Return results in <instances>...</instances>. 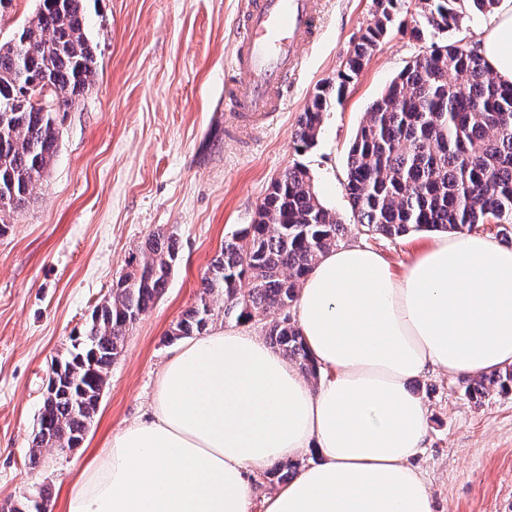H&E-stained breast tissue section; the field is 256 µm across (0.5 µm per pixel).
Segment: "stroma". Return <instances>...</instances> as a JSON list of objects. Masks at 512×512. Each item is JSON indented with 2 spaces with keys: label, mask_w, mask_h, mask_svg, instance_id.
<instances>
[{
  "label": "stroma",
  "mask_w": 512,
  "mask_h": 512,
  "mask_svg": "<svg viewBox=\"0 0 512 512\" xmlns=\"http://www.w3.org/2000/svg\"><path fill=\"white\" fill-rule=\"evenodd\" d=\"M245 0H85L97 56L91 88L59 124L58 151L29 208L0 234V505L49 489L52 512L111 433L146 419L171 327L238 225L251 223L270 185L305 166L320 202L350 230L344 241L379 251L402 272L435 239L364 234L345 190L347 155L365 114L399 72L432 43L476 42L491 13H466L459 29L391 31L323 114L314 146L294 132L318 88L334 86L376 0H319L318 36L301 52L288 93L247 144L226 141L224 94L235 73L232 38ZM178 241L163 296L127 332L98 411L73 451L29 460L52 360L129 270L156 229ZM428 409L425 446L413 461L434 512H512V391L475 403L461 378L438 371L414 385Z\"/></svg>",
  "instance_id": "35a3bbf8"
}]
</instances>
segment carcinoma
<instances>
[{
  "label": "carcinoma",
  "mask_w": 512,
  "mask_h": 512,
  "mask_svg": "<svg viewBox=\"0 0 512 512\" xmlns=\"http://www.w3.org/2000/svg\"><path fill=\"white\" fill-rule=\"evenodd\" d=\"M397 0H378L374 21L361 34L336 78V102L365 59L395 21ZM499 0H427L424 20L437 32L459 26L461 5L478 13ZM37 49L21 56L17 45ZM49 40L54 47L43 51ZM46 80L50 98L66 105L82 95L96 75L95 48L86 34L84 0H41L35 18L17 38L0 43V233L33 198L58 147L59 111L34 105L14 85L18 65ZM325 92L300 116L296 150L314 145ZM353 217L367 232L395 237L410 231L473 232L493 216L499 234L512 240V84L497 80L476 49L466 43H435L408 64L371 104L349 147L345 185ZM348 232L338 215L319 201L307 169L299 164L274 181L252 223L224 240L220 254L201 278L197 299L173 326L169 341L200 336L218 314L246 322L269 318L266 336L298 369L311 376L317 366L289 312L301 280L318 259ZM131 257V271L112 284L95 306L71 349L53 371L58 388L43 403L34 431L31 460L44 448H64L84 439L98 410L88 390L106 385L108 370L123 349L134 317L162 296L177 259L176 238L162 229L148 236ZM251 287L244 291L243 280ZM473 400L490 389L512 387V365L465 380Z\"/></svg>",
  "instance_id": "carcinoma-1"
}]
</instances>
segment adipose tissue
<instances>
[{
	"instance_id": "adipose-tissue-1",
	"label": "adipose tissue",
	"mask_w": 512,
	"mask_h": 512,
	"mask_svg": "<svg viewBox=\"0 0 512 512\" xmlns=\"http://www.w3.org/2000/svg\"><path fill=\"white\" fill-rule=\"evenodd\" d=\"M479 53L512 83V0ZM295 322L316 385L241 327L180 344L148 419L109 437L66 512H251L249 472L306 454L263 512H433L410 464L428 427L411 384L512 365V247L446 234L396 273L372 248L338 245L304 277Z\"/></svg>"
}]
</instances>
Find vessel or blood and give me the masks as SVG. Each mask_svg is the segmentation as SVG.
I'll list each match as a JSON object with an SVG mask.
<instances>
[{
  "mask_svg": "<svg viewBox=\"0 0 512 512\" xmlns=\"http://www.w3.org/2000/svg\"><path fill=\"white\" fill-rule=\"evenodd\" d=\"M316 29V0H248L233 45L234 66L245 79L228 93L232 133L266 123L278 111L299 50Z\"/></svg>",
  "mask_w": 512,
  "mask_h": 512,
  "instance_id": "b4317fda",
  "label": "vessel or blood"
}]
</instances>
